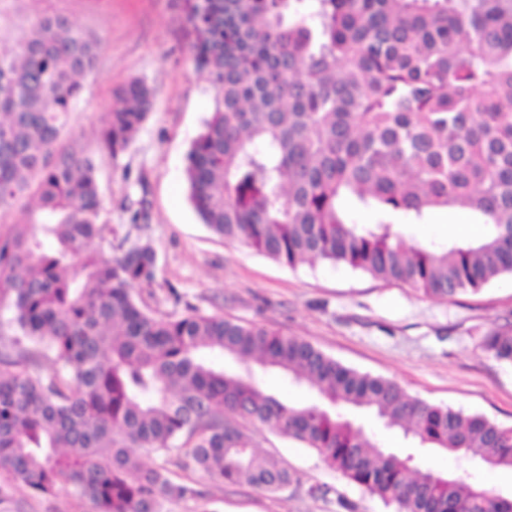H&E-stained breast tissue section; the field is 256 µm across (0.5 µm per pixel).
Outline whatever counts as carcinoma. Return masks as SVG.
I'll return each mask as SVG.
<instances>
[{
    "mask_svg": "<svg viewBox=\"0 0 512 512\" xmlns=\"http://www.w3.org/2000/svg\"><path fill=\"white\" fill-rule=\"evenodd\" d=\"M195 66L214 88L187 155L188 197L215 235L296 268L343 262L430 298L512 274V0H186ZM99 43L61 15L0 33V481L93 512H167L202 493L180 466L276 494L295 480L240 422L303 443L395 512H512L504 495L422 465L429 451L512 470V428L431 404L296 336L186 305L164 314L152 243L112 240L94 158L65 143ZM154 107L129 81L104 113L100 147L125 152ZM372 210L353 224L342 201ZM121 208L141 230L145 198ZM466 208L485 233L410 244L395 222ZM512 363V328L481 339ZM235 361L218 369L200 353ZM52 359L49 375L41 360ZM307 387L298 406L258 371ZM409 440L387 450L351 413ZM162 458L145 466L130 449Z\"/></svg>",
    "mask_w": 512,
    "mask_h": 512,
    "instance_id": "obj_1",
    "label": "carcinoma"
}]
</instances>
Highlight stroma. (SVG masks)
Here are the masks:
<instances>
[{
  "instance_id": "obj_1",
  "label": "stroma",
  "mask_w": 512,
  "mask_h": 512,
  "mask_svg": "<svg viewBox=\"0 0 512 512\" xmlns=\"http://www.w3.org/2000/svg\"><path fill=\"white\" fill-rule=\"evenodd\" d=\"M60 14L96 34L101 50L70 118L71 135L98 161L101 221L121 237L130 229L119 208L125 192L146 195L149 218L141 231L158 255L153 286L158 307L184 313L186 305L243 324L300 337L345 366L397 382L410 395L512 427V364L480 347L482 336L512 324V274L479 292L448 300L318 260L297 268L278 264L237 242L212 234L187 200L185 168L193 140L213 109L214 90L189 52L184 0H0V18L23 24ZM154 92V109L127 151H99L101 119L115 92L131 79ZM145 176V187L133 186ZM458 210H434L424 224L403 228L407 242H445ZM179 297L171 299L169 288ZM260 451L281 457L296 480L280 494L221 485L203 472L192 477L198 502L168 512H393L378 498L330 469L311 449L258 426ZM424 465L470 475L512 494V472L469 470L447 454H425ZM0 512H92L67 488L42 496L0 483Z\"/></svg>"
}]
</instances>
